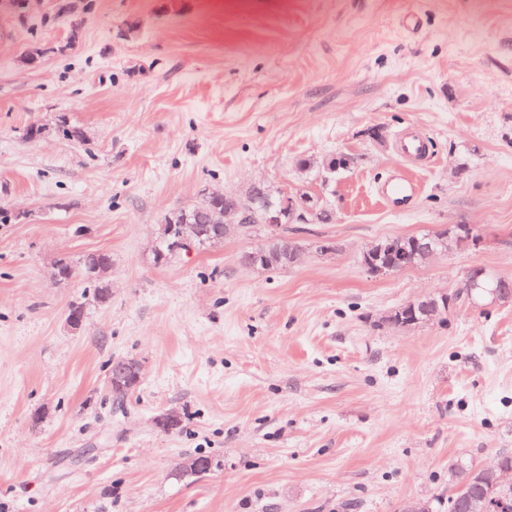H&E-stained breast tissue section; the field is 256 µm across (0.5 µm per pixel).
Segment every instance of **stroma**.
<instances>
[{
	"instance_id": "obj_1",
	"label": "stroma",
	"mask_w": 512,
	"mask_h": 512,
	"mask_svg": "<svg viewBox=\"0 0 512 512\" xmlns=\"http://www.w3.org/2000/svg\"><path fill=\"white\" fill-rule=\"evenodd\" d=\"M57 3L0 11V512H401L512 453V301L379 323L473 267L512 279V0H94L72 49L20 66L29 41L66 40ZM61 116L85 143L52 134ZM409 129L428 161L399 154ZM340 152L352 166L324 180ZM403 170L417 195L385 205ZM254 181L329 208L291 232L296 264H241L258 231L153 264L167 211ZM456 224L478 245L384 277L361 263ZM94 252L112 300L75 335L82 288L53 267ZM115 356L142 373L120 404ZM199 453L212 471L182 475Z\"/></svg>"
}]
</instances>
